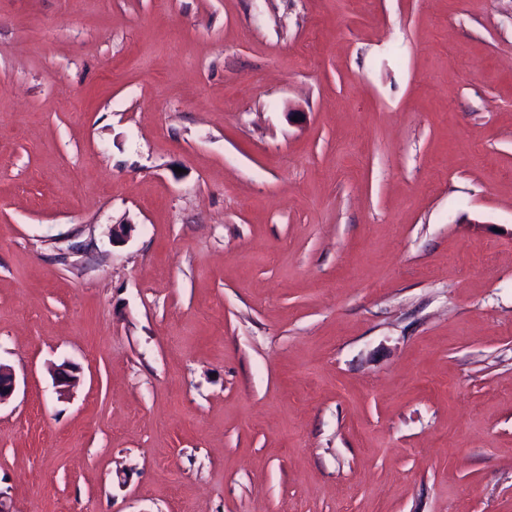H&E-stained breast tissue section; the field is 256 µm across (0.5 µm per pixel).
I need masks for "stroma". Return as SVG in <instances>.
I'll return each instance as SVG.
<instances>
[{"label":"stroma","instance_id":"35a3bbf8","mask_svg":"<svg viewBox=\"0 0 512 512\" xmlns=\"http://www.w3.org/2000/svg\"><path fill=\"white\" fill-rule=\"evenodd\" d=\"M0 363L12 512H512V0H0Z\"/></svg>","mask_w":512,"mask_h":512}]
</instances>
